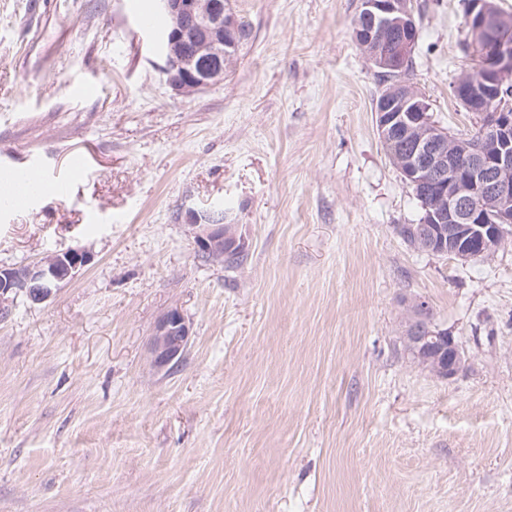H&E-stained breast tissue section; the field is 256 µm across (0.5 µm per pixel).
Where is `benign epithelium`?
Wrapping results in <instances>:
<instances>
[{"mask_svg":"<svg viewBox=\"0 0 512 512\" xmlns=\"http://www.w3.org/2000/svg\"><path fill=\"white\" fill-rule=\"evenodd\" d=\"M165 27L160 41L161 72L178 95L221 83L245 40L231 0H160ZM354 37L376 68L393 64L380 33L398 24L415 33L417 23L410 0H360ZM470 33L475 40L477 76L464 78L454 94L479 116L483 143L473 145L430 118L427 98L400 83L376 102L379 135L397 133L406 147L400 169L428 199L418 226L415 248L464 260L485 259L500 246L504 226L512 224V93L503 90L512 77V35L507 23L489 9L487 0H471ZM185 223L195 229L199 251L222 263L241 248L237 225L224 223V211L210 208L185 211ZM90 261L89 252L72 248L46 255L20 267L0 268V317H7L16 297L34 305L48 301ZM190 325L181 309L170 308L157 322L151 359L162 370L176 363L190 341ZM401 340L411 360L441 380L455 378L465 356L450 332L431 323L429 303L420 298L405 302Z\"/></svg>","mask_w":512,"mask_h":512,"instance_id":"obj_1","label":"benign epithelium"}]
</instances>
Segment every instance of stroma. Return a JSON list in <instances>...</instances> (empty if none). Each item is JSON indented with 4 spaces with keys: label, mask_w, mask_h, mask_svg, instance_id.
<instances>
[{
    "label": "stroma",
    "mask_w": 512,
    "mask_h": 512,
    "mask_svg": "<svg viewBox=\"0 0 512 512\" xmlns=\"http://www.w3.org/2000/svg\"><path fill=\"white\" fill-rule=\"evenodd\" d=\"M358 4L234 0L249 41L177 96L141 25L159 0H0V173L67 184L0 204V267L90 253L0 318V512H512V226L477 261L403 236L422 209ZM466 5L413 0L411 82L455 135ZM210 206L237 268L198 252L184 211ZM413 297L464 349L454 379L408 362ZM173 307L191 341L160 370ZM190 325L181 309L170 308L157 322L151 342V359L155 368L174 365L187 349Z\"/></svg>",
    "instance_id": "1"
}]
</instances>
